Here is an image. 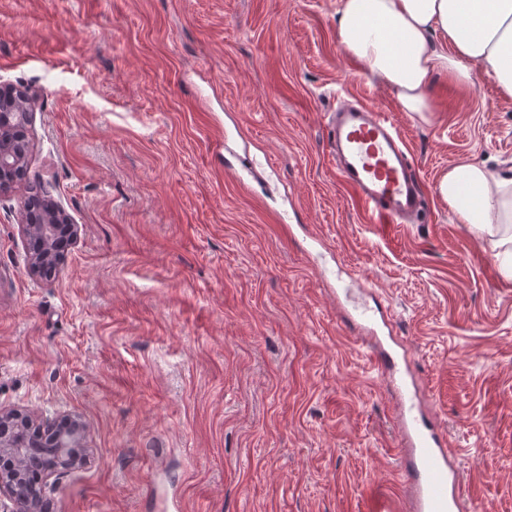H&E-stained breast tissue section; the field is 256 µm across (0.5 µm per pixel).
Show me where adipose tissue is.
Wrapping results in <instances>:
<instances>
[{
	"label": "adipose tissue",
	"mask_w": 512,
	"mask_h": 512,
	"mask_svg": "<svg viewBox=\"0 0 512 512\" xmlns=\"http://www.w3.org/2000/svg\"><path fill=\"white\" fill-rule=\"evenodd\" d=\"M336 31L340 48L408 115L431 112L430 86L440 76L470 85L481 72L512 98V0H337ZM437 193L512 276V178L463 161Z\"/></svg>",
	"instance_id": "obj_1"
}]
</instances>
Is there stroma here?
Masks as SVG:
<instances>
[{
	"mask_svg": "<svg viewBox=\"0 0 512 512\" xmlns=\"http://www.w3.org/2000/svg\"><path fill=\"white\" fill-rule=\"evenodd\" d=\"M36 95L0 195V408L86 428L54 512H369L397 402L332 269L373 283L484 512H512V277L437 194L512 176V99L438 77L429 122L336 37V0H0V84ZM398 125L425 223L371 224L326 147L338 98ZM79 227L28 270L34 183Z\"/></svg>",
	"mask_w": 512,
	"mask_h": 512,
	"instance_id": "stroma-1",
	"label": "stroma"
}]
</instances>
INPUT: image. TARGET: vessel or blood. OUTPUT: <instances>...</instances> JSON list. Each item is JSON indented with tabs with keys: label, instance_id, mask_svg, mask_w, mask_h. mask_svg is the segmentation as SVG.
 I'll return each mask as SVG.
<instances>
[{
	"label": "vessel or blood",
	"instance_id": "vessel-or-blood-1",
	"mask_svg": "<svg viewBox=\"0 0 512 512\" xmlns=\"http://www.w3.org/2000/svg\"><path fill=\"white\" fill-rule=\"evenodd\" d=\"M328 146L340 180L355 191L372 223H416L425 205L421 179L388 115L352 100L340 102L328 122ZM348 319L365 332L373 370L389 376L399 391L397 457L407 512H472L459 453L431 417L418 381L402 368L406 351L379 335L385 316L356 307Z\"/></svg>",
	"mask_w": 512,
	"mask_h": 512
}]
</instances>
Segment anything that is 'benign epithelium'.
Returning a JSON list of instances; mask_svg holds the SVG:
<instances>
[{"label":"benign epithelium","instance_id":"7a95c632","mask_svg":"<svg viewBox=\"0 0 512 512\" xmlns=\"http://www.w3.org/2000/svg\"><path fill=\"white\" fill-rule=\"evenodd\" d=\"M19 100L32 101L29 89H12L0 100V194L24 175L27 167L26 144L16 131L31 124L33 112L13 111ZM24 234L30 240H40L41 249L30 252L28 264L33 271L42 272L62 265L63 254L53 248V242L63 234L71 240L76 238L77 225L71 223L62 209L50 205L47 211H39L26 220ZM18 417L16 412L0 409V455L6 452L16 461L13 470L0 471V512H49L43 508L45 484L29 483L26 473L35 467L48 481L75 467L69 449L83 440L85 428L76 421L67 428L55 430L48 447L34 451L28 428L17 423Z\"/></svg>","mask_w":512,"mask_h":512}]
</instances>
